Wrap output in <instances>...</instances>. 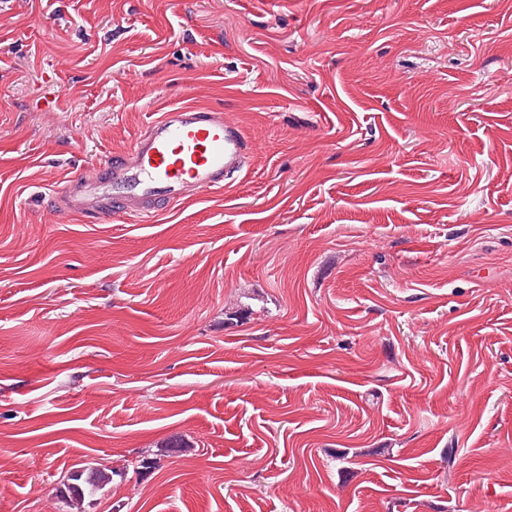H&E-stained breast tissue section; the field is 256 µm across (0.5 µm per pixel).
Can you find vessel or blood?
I'll list each match as a JSON object with an SVG mask.
<instances>
[{
    "mask_svg": "<svg viewBox=\"0 0 512 512\" xmlns=\"http://www.w3.org/2000/svg\"><path fill=\"white\" fill-rule=\"evenodd\" d=\"M249 162L243 128L223 112L175 105L150 122L129 151L68 177L51 214L99 222L118 214L152 218L200 190L232 188Z\"/></svg>",
    "mask_w": 512,
    "mask_h": 512,
    "instance_id": "vessel-or-blood-1",
    "label": "vessel or blood"
}]
</instances>
